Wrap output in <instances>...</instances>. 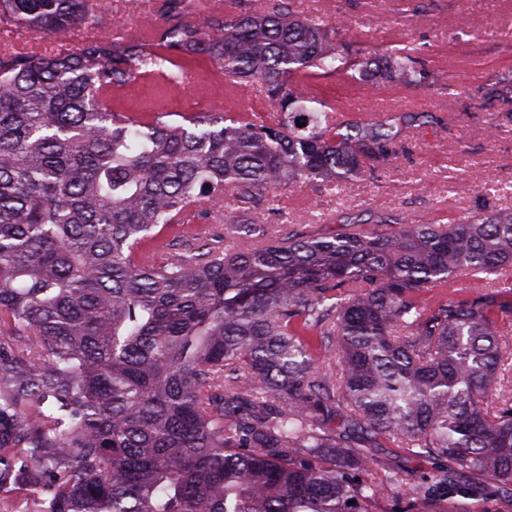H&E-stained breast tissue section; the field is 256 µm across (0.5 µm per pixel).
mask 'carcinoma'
Instances as JSON below:
<instances>
[{
  "instance_id": "obj_1",
  "label": "carcinoma",
  "mask_w": 512,
  "mask_h": 512,
  "mask_svg": "<svg viewBox=\"0 0 512 512\" xmlns=\"http://www.w3.org/2000/svg\"><path fill=\"white\" fill-rule=\"evenodd\" d=\"M157 12L129 37L101 32L99 0H0V22L54 43L0 49V512L512 498V324L495 302L512 211L394 234L268 224L290 187L334 195L399 159L414 115L340 120L329 83L438 73L405 41L348 45L293 0ZM156 76L152 99L112 101ZM195 76L253 84L268 110L178 117L170 88ZM483 97L512 99V69ZM228 192L244 207L201 239ZM388 445L438 467L417 483L375 458Z\"/></svg>"
}]
</instances>
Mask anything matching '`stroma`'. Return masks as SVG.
<instances>
[{"mask_svg": "<svg viewBox=\"0 0 512 512\" xmlns=\"http://www.w3.org/2000/svg\"><path fill=\"white\" fill-rule=\"evenodd\" d=\"M109 28L137 34L154 0H105ZM300 11L344 23L345 39L367 52L410 39L421 61L439 71L438 85L375 87L346 78L328 89L349 114L399 108L416 122L403 136L405 151L392 170L355 179L337 197L302 185L283 196L277 224H300L310 234L341 226L343 212L367 230L398 223L438 224L470 212L512 208V124H500L512 102L484 106L476 91L512 57V0H297ZM473 182L472 191L460 186Z\"/></svg>", "mask_w": 512, "mask_h": 512, "instance_id": "stroma-1", "label": "stroma"}]
</instances>
